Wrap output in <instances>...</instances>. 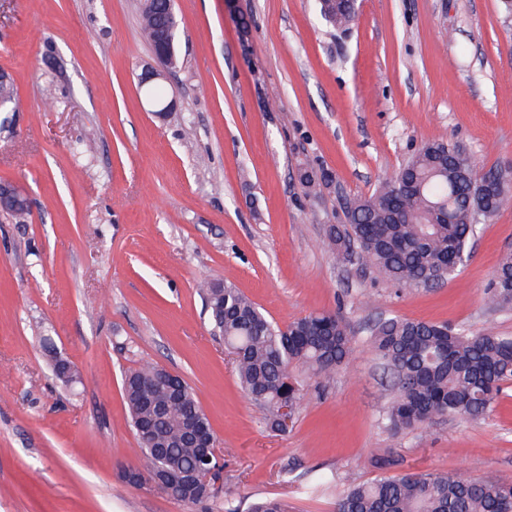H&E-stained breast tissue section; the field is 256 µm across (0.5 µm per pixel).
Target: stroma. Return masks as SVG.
Segmentation results:
<instances>
[{"instance_id":"obj_1","label":"stroma","mask_w":512,"mask_h":512,"mask_svg":"<svg viewBox=\"0 0 512 512\" xmlns=\"http://www.w3.org/2000/svg\"><path fill=\"white\" fill-rule=\"evenodd\" d=\"M180 65L160 116L139 85L156 61L139 0H0V512H224L121 478L139 465L122 396L152 363L182 377L224 450L242 508L335 512L352 483L454 472L512 482V396L478 421L393 434L392 390L367 345L381 317L512 336L487 288L512 253V202L479 225L453 280L402 289L325 245L426 141L481 167L512 163V8L505 0H357L346 30L318 0H174ZM248 28H241V20ZM328 172L311 192L304 172ZM226 280L279 326L338 314L352 352L332 379L301 372L285 431L243 394L199 290ZM75 365L67 384L56 359ZM331 486L311 487L313 474Z\"/></svg>"}]
</instances>
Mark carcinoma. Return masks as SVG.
I'll return each mask as SVG.
<instances>
[{
    "mask_svg": "<svg viewBox=\"0 0 512 512\" xmlns=\"http://www.w3.org/2000/svg\"><path fill=\"white\" fill-rule=\"evenodd\" d=\"M325 20L346 29L356 7L320 5ZM160 7L141 10V29L152 41L164 22ZM487 188L479 218H494L512 193V172L477 168L456 155L444 139L424 144L395 176L371 196L350 202L345 224L328 230L326 242L340 260L356 249L359 263L376 278L412 288L440 274L455 278L469 258L478 223L460 224L457 215L469 197ZM217 330L227 347L246 396L267 410L273 429L281 428L282 409L299 408L300 387L288 386L290 368L301 366L330 378L346 363L351 338L342 319L328 312L311 313L284 329L264 315L239 289L219 281L203 287ZM494 307L512 305V256L498 264L490 290ZM369 346L392 378L393 397L380 415L389 432L420 429L434 420H477L496 406L503 383L512 381V336L486 330L472 332L446 323L400 317L378 320ZM123 393L133 426L144 425L153 447L137 449L142 466L130 467L128 478L140 485L166 470L214 471V481L201 490L183 488V501L198 503L216 495L215 479L224 458L204 460L198 449L175 439L183 419L202 411L192 389L157 418L147 402H163L167 385L152 364L129 371ZM336 512H512V483L481 480L447 472L381 475L369 483L350 485L336 502Z\"/></svg>",
    "mask_w": 512,
    "mask_h": 512,
    "instance_id": "1",
    "label": "carcinoma"
}]
</instances>
